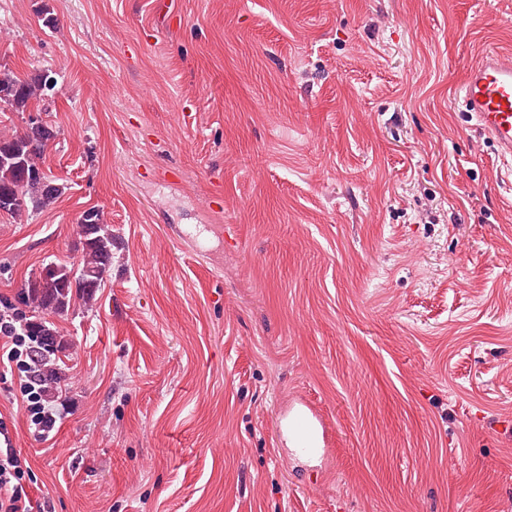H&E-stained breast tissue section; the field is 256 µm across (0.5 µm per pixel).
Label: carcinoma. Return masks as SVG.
Here are the masks:
<instances>
[{"instance_id": "carcinoma-1", "label": "carcinoma", "mask_w": 512, "mask_h": 512, "mask_svg": "<svg viewBox=\"0 0 512 512\" xmlns=\"http://www.w3.org/2000/svg\"><path fill=\"white\" fill-rule=\"evenodd\" d=\"M47 77L39 74L31 78H20L8 70H0V103L16 112H26L31 104L42 99L47 89ZM53 131L43 124H28L26 130L11 136L0 135V156L13 158L15 164L0 165V192L15 189L24 204L11 210V215L20 216L26 210L48 205L46 194L55 199L63 187L52 182L42 170L38 159L27 162L31 145L40 138H51ZM78 234L83 238L81 257L75 276L62 282L47 283L38 275L27 281L22 291V303L33 309L63 317L77 300L86 307L96 300L99 289L104 286L108 273L112 271V229L104 223L103 213L98 209L88 210L77 224ZM22 331L37 337V377L50 391H55L67 380L65 369L59 364L55 350L57 335L54 323L36 314H22Z\"/></svg>"}]
</instances>
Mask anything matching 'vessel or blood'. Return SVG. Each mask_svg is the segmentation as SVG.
<instances>
[{"label":"vessel or blood","instance_id":"obj_1","mask_svg":"<svg viewBox=\"0 0 512 512\" xmlns=\"http://www.w3.org/2000/svg\"><path fill=\"white\" fill-rule=\"evenodd\" d=\"M460 100L477 129L497 145L502 160H512V55L489 53L470 65ZM285 425L301 446L317 448L324 441L308 405L291 408Z\"/></svg>","mask_w":512,"mask_h":512}]
</instances>
